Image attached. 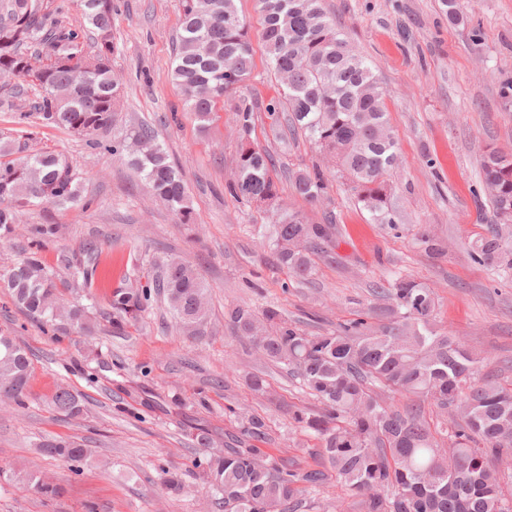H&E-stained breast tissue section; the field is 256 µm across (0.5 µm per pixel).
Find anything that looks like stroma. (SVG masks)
Instances as JSON below:
<instances>
[{
	"label": "stroma",
	"mask_w": 512,
	"mask_h": 512,
	"mask_svg": "<svg viewBox=\"0 0 512 512\" xmlns=\"http://www.w3.org/2000/svg\"><path fill=\"white\" fill-rule=\"evenodd\" d=\"M324 4L385 92L399 143L392 180L400 226L370 223L368 212L338 184L317 208L284 189L289 207L316 224L332 218L336 226L335 240L306 279L278 265L265 244L261 229L271 216L224 190L239 149L229 104L218 105L213 122L201 128L168 76L181 32L180 0H112V69L123 83L118 126L144 122L154 128L187 184L190 223H179L124 159L32 117L37 86L26 83L17 98L14 80L0 78V140L23 155L63 153L81 196L63 209L22 212L13 234L0 240V274L21 258L31 225L49 220L60 233L42 257L59 280L67 278L60 253L94 240L106 246L101 268L111 279L125 273L143 284L157 263L179 258L197 268L210 291L208 334L199 340L184 336L158 302L138 327L113 335L102 317L105 285L90 310L97 320L91 336L71 328L47 331L0 291V332L15 336L32 359L26 406L0 401V512H217L199 479L187 477L186 492L172 497L162 491L158 470L163 462L186 468L196 455L183 415L168 401L176 394L192 399L199 387L211 410L198 414V422L221 433L238 430L240 412L268 417L263 451L324 468L319 441L288 417L289 407L312 408L315 400L231 333L224 312L236 305L278 307L309 333L357 318L376 326L384 305L376 284L407 275L433 289L437 329L480 354V374L512 383V276L494 273L468 253L470 242L495 221L482 190L481 160L491 148L512 152V108L500 96L501 81L512 78V0H460L459 25L449 22L442 0ZM237 7L254 36L255 67L243 92L268 105L278 85L258 37L261 15L256 0H237ZM254 138L274 153L275 178L317 159L309 141L290 135L285 112L260 113ZM423 224L443 239L445 255H430L419 244ZM248 372L266 375L279 405L251 394L243 380ZM59 385L83 394V416L70 420L49 406ZM144 391L157 397L160 409L141 413ZM46 435L82 439L94 451L91 462L75 473L39 456L36 445ZM33 470L60 482L65 494L51 499L35 493L25 478Z\"/></svg>",
	"instance_id": "stroma-1"
}]
</instances>
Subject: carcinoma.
Returning <instances> with one entry per match:
<instances>
[{"label":"carcinoma","mask_w":512,"mask_h":512,"mask_svg":"<svg viewBox=\"0 0 512 512\" xmlns=\"http://www.w3.org/2000/svg\"><path fill=\"white\" fill-rule=\"evenodd\" d=\"M263 20L261 39L267 64L281 85L275 114L290 113L289 125L300 131L333 162L327 172L313 164L289 172L295 195L317 207L339 180L376 224L397 227L394 188L387 178L397 141L389 135L384 91L366 59L353 48L323 0H258ZM84 18L97 29L96 50L85 51L78 29L37 17L35 0H0V78H29L25 58L41 54L51 61L34 82L40 96L34 111L45 126L82 137L90 145L123 156L183 224L191 221L186 186L177 166L156 142L147 125L126 127L110 141L99 133L115 125L121 94L112 72V0H78ZM182 33L174 50L171 79L184 106L201 125L210 121L217 103L242 87L254 68L251 33L236 0H181ZM67 85L72 99L58 105L54 89ZM258 102L239 97L232 119L239 131L235 179L225 189L235 199L274 214L262 237L279 264L306 279L314 274V256L332 242L336 225L314 224L288 209L282 189L271 175L274 158L251 140ZM484 191L495 216L512 219V161L491 151L483 159ZM78 198V184L66 157L41 152L16 155L0 143V235L12 231L18 213L31 206L64 208ZM58 225L34 224L23 256L0 275V288L13 303L43 325L67 324L90 334L88 307L54 288L42 252ZM418 241L429 253H445L441 239L421 226ZM101 245L88 241L79 251L59 256L74 288L84 293L96 280ZM470 258L494 271H512V242L495 226L471 242ZM208 288L197 270L178 259L160 266L145 285L125 276L112 289L105 313L112 332L138 326L157 298L168 305L176 326L187 336L206 335ZM388 323L377 331L362 319L334 332L306 333L280 310L237 305L225 312L233 333L262 358L281 365L320 408L290 412L297 427L320 440L329 472L294 467L254 446L269 436L266 419L241 417L238 431L224 433L217 447L212 431L190 433L199 450L193 466L224 512H297L305 497L334 480L355 498L358 512H512L503 477L491 461L512 455V387L478 377V355L460 340L434 327L433 291L397 275L380 289ZM29 352L14 338L0 334V396L26 406L31 375ZM411 394L433 401L449 414L435 436L419 406L404 410L386 405L383 394ZM53 408L72 419L82 415L84 397L60 386L50 397ZM170 406L209 410L204 390L186 402L172 396ZM41 455L57 459L74 472L88 461V449L71 438L48 436L37 445ZM162 489L179 495L183 473L159 465Z\"/></svg>","instance_id":"obj_1"}]
</instances>
